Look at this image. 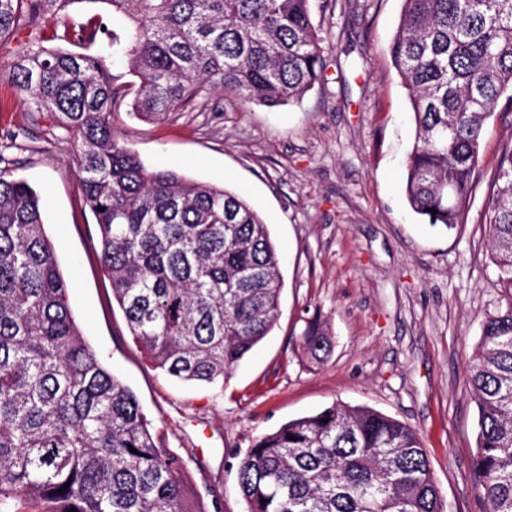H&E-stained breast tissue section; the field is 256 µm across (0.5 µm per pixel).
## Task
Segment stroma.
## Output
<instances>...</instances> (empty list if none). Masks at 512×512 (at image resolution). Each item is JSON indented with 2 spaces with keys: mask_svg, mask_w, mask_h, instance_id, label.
Returning <instances> with one entry per match:
<instances>
[{
  "mask_svg": "<svg viewBox=\"0 0 512 512\" xmlns=\"http://www.w3.org/2000/svg\"><path fill=\"white\" fill-rule=\"evenodd\" d=\"M313 2L327 79L302 101L266 107L210 90L158 122L112 117L146 166L226 187L270 226L285 281L279 320L226 384L173 378L132 343L100 265L77 148L48 115L36 139L8 150L10 167L42 197L86 341L185 460L187 495L198 505L243 512L236 462L253 440L336 404L415 428L446 512H484L472 479L478 410L468 371L503 299L486 220L502 150L512 145V107L499 103L486 121L463 224H426L405 198L415 123L389 53L402 0ZM21 45L0 44V133L30 125L9 82ZM316 315L333 332L319 365L299 348Z\"/></svg>",
  "mask_w": 512,
  "mask_h": 512,
  "instance_id": "obj_1",
  "label": "stroma"
}]
</instances>
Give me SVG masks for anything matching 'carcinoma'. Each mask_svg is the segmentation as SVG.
Instances as JSON below:
<instances>
[{"mask_svg":"<svg viewBox=\"0 0 512 512\" xmlns=\"http://www.w3.org/2000/svg\"><path fill=\"white\" fill-rule=\"evenodd\" d=\"M310 2L0 0V42L47 15L72 44L107 42L104 54L34 43L13 62L11 86L32 125L47 112L77 144L112 298L151 364L181 381H226L269 335L279 254L242 197L147 168L114 134L112 114L162 120L210 88L268 106L302 99L326 68ZM402 2L390 56L416 124L405 196L427 223L451 229L485 122L502 97L512 101V0ZM83 4L128 23H65ZM497 183L489 237L505 310L485 321L471 358L472 473L486 512H512V145ZM68 288L38 193L0 167V512H204L187 505L183 460L85 341ZM300 347L323 362L327 324L306 320ZM238 488L246 512H445L420 434L369 407L334 404L257 437Z\"/></svg>","mask_w":512,"mask_h":512,"instance_id":"obj_1","label":"carcinoma"}]
</instances>
